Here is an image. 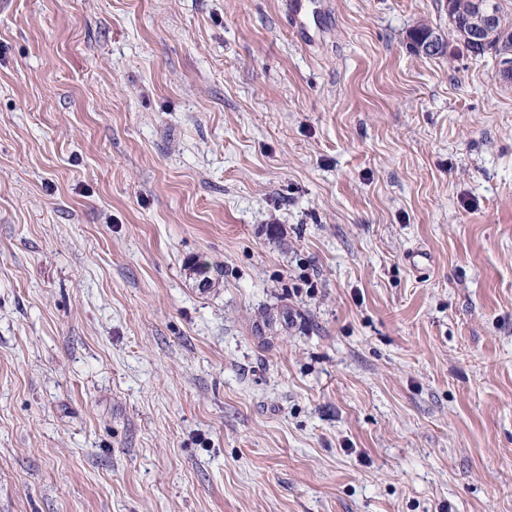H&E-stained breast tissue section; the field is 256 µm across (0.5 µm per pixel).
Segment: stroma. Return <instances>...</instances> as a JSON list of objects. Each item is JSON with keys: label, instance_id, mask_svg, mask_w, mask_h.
Masks as SVG:
<instances>
[{"label": "stroma", "instance_id": "1", "mask_svg": "<svg viewBox=\"0 0 512 512\" xmlns=\"http://www.w3.org/2000/svg\"><path fill=\"white\" fill-rule=\"evenodd\" d=\"M314 2L0 0V512H512V88Z\"/></svg>", "mask_w": 512, "mask_h": 512}]
</instances>
